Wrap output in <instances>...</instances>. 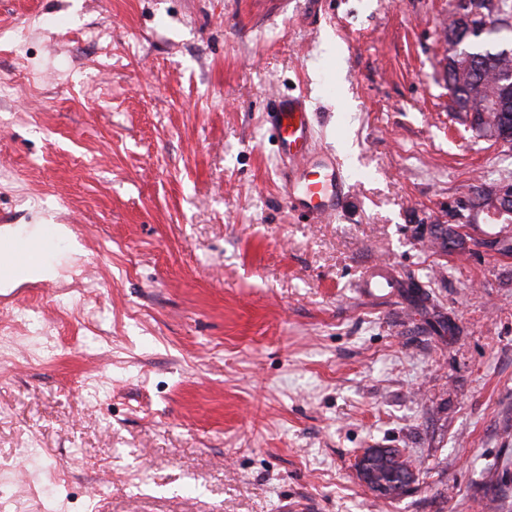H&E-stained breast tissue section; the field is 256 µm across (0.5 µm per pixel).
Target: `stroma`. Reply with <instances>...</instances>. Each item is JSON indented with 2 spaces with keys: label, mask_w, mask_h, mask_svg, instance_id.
Listing matches in <instances>:
<instances>
[{
  "label": "stroma",
  "mask_w": 512,
  "mask_h": 512,
  "mask_svg": "<svg viewBox=\"0 0 512 512\" xmlns=\"http://www.w3.org/2000/svg\"><path fill=\"white\" fill-rule=\"evenodd\" d=\"M451 10L0 0V227L69 231L0 292V512H512V224L471 207L512 146L448 101ZM296 95L351 181L323 224L271 136ZM33 244L36 248L44 250L43 258L21 264L8 274L2 275L0 277V288L2 284L7 285L11 282L29 279H50L56 276V263L49 257L48 249H45L39 241H34ZM396 281L393 272L384 267H372L364 277L362 288L368 291L380 288H395ZM383 448H370L366 451L358 461L357 468L360 477L367 484L368 487L372 488L375 493L378 494H387L388 496H396L398 493H401V483H392L393 488H390L384 482H389L391 480V476L397 472H403L408 475V472L412 475L414 481V475L410 470V467L397 457L395 452H389L387 456V460L391 463V467L384 469L378 480L379 474V466L381 464V460L385 455H382L379 450ZM384 481V482H383ZM400 496L398 494L396 497Z\"/></svg>",
  "instance_id": "stroma-1"
}]
</instances>
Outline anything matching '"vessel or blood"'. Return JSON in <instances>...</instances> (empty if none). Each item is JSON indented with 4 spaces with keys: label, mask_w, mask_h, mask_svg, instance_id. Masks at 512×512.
Instances as JSON below:
<instances>
[{
    "label": "vessel or blood",
    "mask_w": 512,
    "mask_h": 512,
    "mask_svg": "<svg viewBox=\"0 0 512 512\" xmlns=\"http://www.w3.org/2000/svg\"><path fill=\"white\" fill-rule=\"evenodd\" d=\"M274 128L280 149L292 162L288 179L290 206L314 218L332 215L345 194L346 185L339 177L327 181L320 167L311 160L314 128L305 100L299 97L282 100L275 112ZM395 285L392 271L384 267L369 269L362 283L369 290Z\"/></svg>",
    "instance_id": "1"
}]
</instances>
